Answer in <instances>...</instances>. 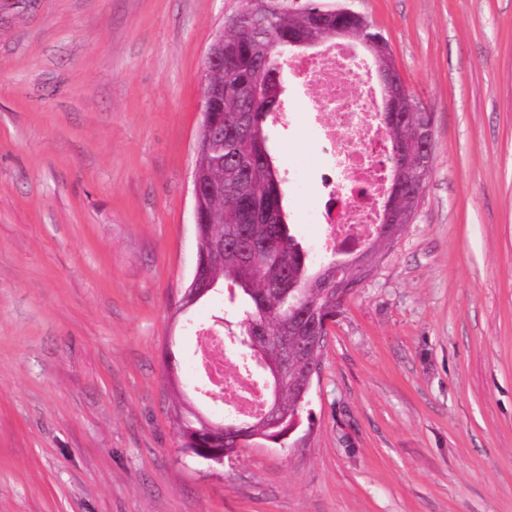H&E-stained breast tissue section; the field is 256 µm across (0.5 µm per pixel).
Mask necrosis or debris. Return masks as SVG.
Wrapping results in <instances>:
<instances>
[{"mask_svg":"<svg viewBox=\"0 0 512 512\" xmlns=\"http://www.w3.org/2000/svg\"><path fill=\"white\" fill-rule=\"evenodd\" d=\"M303 87L308 111L322 117L321 130L330 156L321 177L336 208L319 216L321 247L331 253L359 248L377 228L380 202L389 191L390 145L378 121L381 95L369 79L370 65L345 44L290 64ZM206 394L221 402L225 414L254 417L263 402L259 378L251 364L228 370V347L219 330L196 332Z\"/></svg>","mask_w":512,"mask_h":512,"instance_id":"obj_1","label":"necrosis or debris"}]
</instances>
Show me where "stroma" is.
Returning a JSON list of instances; mask_svg holds the SVG:
<instances>
[{
	"label": "stroma",
	"instance_id": "obj_1",
	"mask_svg": "<svg viewBox=\"0 0 512 512\" xmlns=\"http://www.w3.org/2000/svg\"><path fill=\"white\" fill-rule=\"evenodd\" d=\"M434 114L411 224L331 324L298 428L186 453L206 54L239 0H0V512H512V0H345ZM268 123L313 262L324 143Z\"/></svg>",
	"mask_w": 512,
	"mask_h": 512
}]
</instances>
